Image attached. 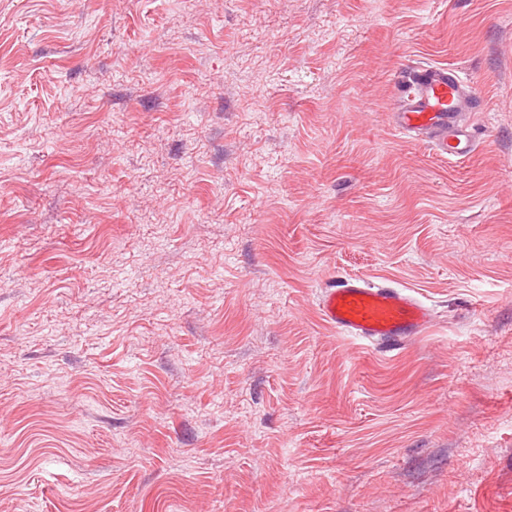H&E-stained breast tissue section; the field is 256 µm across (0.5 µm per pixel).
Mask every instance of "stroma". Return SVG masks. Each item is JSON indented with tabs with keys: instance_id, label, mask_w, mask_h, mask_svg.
Wrapping results in <instances>:
<instances>
[{
	"instance_id": "35a3bbf8",
	"label": "stroma",
	"mask_w": 512,
	"mask_h": 512,
	"mask_svg": "<svg viewBox=\"0 0 512 512\" xmlns=\"http://www.w3.org/2000/svg\"><path fill=\"white\" fill-rule=\"evenodd\" d=\"M0 512H512V0H0ZM398 104L392 122L412 138L430 134L432 149L445 159H469L477 148L469 128L478 103L468 84L452 67L426 65L405 71L398 81ZM337 278L321 292L322 320L379 352L400 350L434 323L432 309L409 288L358 276Z\"/></svg>"
}]
</instances>
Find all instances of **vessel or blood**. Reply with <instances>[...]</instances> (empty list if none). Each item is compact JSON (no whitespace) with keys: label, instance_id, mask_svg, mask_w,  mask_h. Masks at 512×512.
<instances>
[{"label":"vessel or blood","instance_id":"1","mask_svg":"<svg viewBox=\"0 0 512 512\" xmlns=\"http://www.w3.org/2000/svg\"><path fill=\"white\" fill-rule=\"evenodd\" d=\"M398 97L392 122L400 133L430 135L433 151L445 159L473 155L477 142L469 115L478 103L457 69L410 68L398 81ZM318 308L325 323L383 353L400 350L434 322L432 309L416 292L358 276L339 277L324 288Z\"/></svg>","mask_w":512,"mask_h":512}]
</instances>
